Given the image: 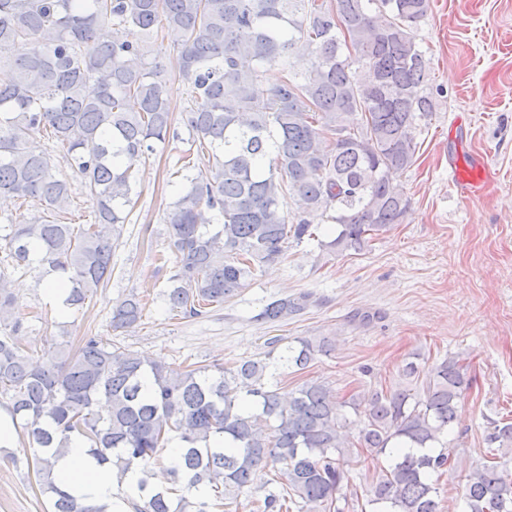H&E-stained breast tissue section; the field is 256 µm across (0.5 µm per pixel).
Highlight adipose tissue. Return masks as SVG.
Listing matches in <instances>:
<instances>
[{"label": "adipose tissue", "mask_w": 512, "mask_h": 512, "mask_svg": "<svg viewBox=\"0 0 512 512\" xmlns=\"http://www.w3.org/2000/svg\"><path fill=\"white\" fill-rule=\"evenodd\" d=\"M138 480V471H129L120 479L97 466L77 439L72 440L69 455L57 466L59 486L85 496L89 503L104 507L105 512H131L129 500L137 495Z\"/></svg>", "instance_id": "obj_1"}]
</instances>
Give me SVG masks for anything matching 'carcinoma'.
<instances>
[{"label": "carcinoma", "instance_id": "carcinoma-1", "mask_svg": "<svg viewBox=\"0 0 512 512\" xmlns=\"http://www.w3.org/2000/svg\"><path fill=\"white\" fill-rule=\"evenodd\" d=\"M429 0H0V198L39 202L42 215L0 235V395L21 421L34 475L52 512H102L52 479L73 437L119 474L140 472L134 512H211L250 494L269 468L284 480L251 504L255 512H343L349 451L340 408L364 415L358 454L386 456L367 504L387 512H440L439 478L452 454L437 448L458 401L472 387L469 364L448 355L421 386L374 389L349 398L319 379L282 392L269 382L279 364L298 371L332 351L327 336L275 337L259 359L173 366L107 336L87 335L74 352L54 344L39 356L17 337L9 277L37 270L72 284L75 310L107 286L112 249L126 224L131 179L151 142L170 137L168 84H187L182 112L188 187L166 217L174 274L162 296L197 318L234 297L290 245L315 238L305 215L337 226L324 247L359 253L400 224L409 201L393 186L418 147L416 122L436 111L428 63L414 29ZM112 26L108 41L98 28ZM172 40L175 66L151 40ZM298 51L308 69L292 71ZM284 76L265 91L262 69ZM52 142L80 178L94 222L71 224L70 184L52 172ZM297 212L281 209L285 194ZM302 293L267 304L258 319L279 323L305 311ZM136 293L112 307V330L141 323ZM181 443L175 457L166 454ZM489 456L466 476L465 512H512V419L488 422ZM167 463L169 486L150 487Z\"/></svg>", "mask_w": 512, "mask_h": 512}]
</instances>
